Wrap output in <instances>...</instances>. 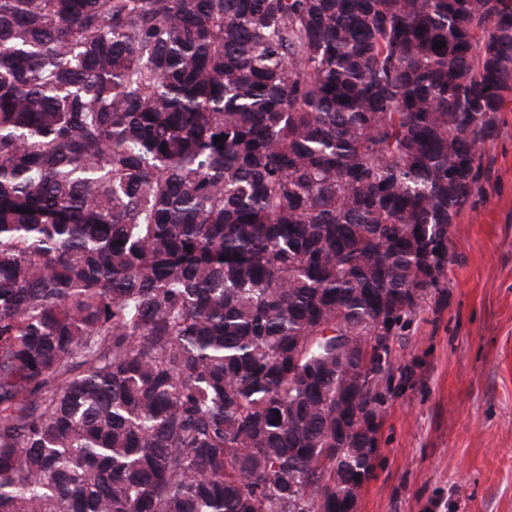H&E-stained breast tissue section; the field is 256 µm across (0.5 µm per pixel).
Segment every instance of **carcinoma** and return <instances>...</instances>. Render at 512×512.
Returning a JSON list of instances; mask_svg holds the SVG:
<instances>
[{
	"instance_id": "obj_1",
	"label": "carcinoma",
	"mask_w": 512,
	"mask_h": 512,
	"mask_svg": "<svg viewBox=\"0 0 512 512\" xmlns=\"http://www.w3.org/2000/svg\"><path fill=\"white\" fill-rule=\"evenodd\" d=\"M509 100L512 0H0V512H347Z\"/></svg>"
}]
</instances>
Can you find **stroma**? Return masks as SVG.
I'll return each instance as SVG.
<instances>
[{
  "label": "stroma",
  "instance_id": "stroma-1",
  "mask_svg": "<svg viewBox=\"0 0 512 512\" xmlns=\"http://www.w3.org/2000/svg\"><path fill=\"white\" fill-rule=\"evenodd\" d=\"M500 118L443 286L394 344L407 376L358 512H512V101Z\"/></svg>",
  "mask_w": 512,
  "mask_h": 512
}]
</instances>
